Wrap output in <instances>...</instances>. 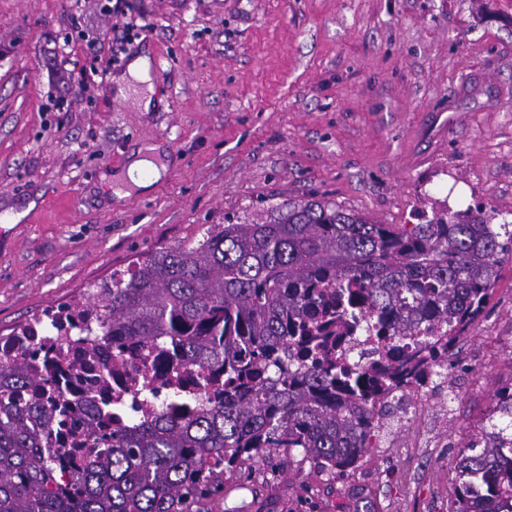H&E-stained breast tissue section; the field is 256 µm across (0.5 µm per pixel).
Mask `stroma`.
Masks as SVG:
<instances>
[{"label":"stroma","instance_id":"stroma-1","mask_svg":"<svg viewBox=\"0 0 512 512\" xmlns=\"http://www.w3.org/2000/svg\"><path fill=\"white\" fill-rule=\"evenodd\" d=\"M104 3L0 0V336L289 200L512 213V0H130L150 29L116 63L89 48ZM141 55L162 66L147 112L107 85ZM150 145L167 170L141 192L126 169ZM448 382L418 398L429 447L405 427L336 475L273 450L209 512H453L456 452L512 384V251Z\"/></svg>","mask_w":512,"mask_h":512}]
</instances>
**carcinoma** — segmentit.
Instances as JSON below:
<instances>
[{"mask_svg": "<svg viewBox=\"0 0 512 512\" xmlns=\"http://www.w3.org/2000/svg\"><path fill=\"white\" fill-rule=\"evenodd\" d=\"M482 204L421 211L422 224H379L322 200L288 201L261 221L216 224L195 245L151 253L59 312L101 323L98 349L151 350L204 375L196 405L120 422L107 400L79 408L45 389L24 358L0 364V512H205L224 477L260 453L298 451L329 472L355 466L379 429L382 394L427 368L405 351L413 315L448 324V346L483 311L508 246ZM391 349L384 365H349L338 347L357 319ZM455 459V512H501L512 488V388ZM90 413L86 467L61 465L52 434Z\"/></svg>", "mask_w": 512, "mask_h": 512, "instance_id": "carcinoma-1", "label": "carcinoma"}]
</instances>
